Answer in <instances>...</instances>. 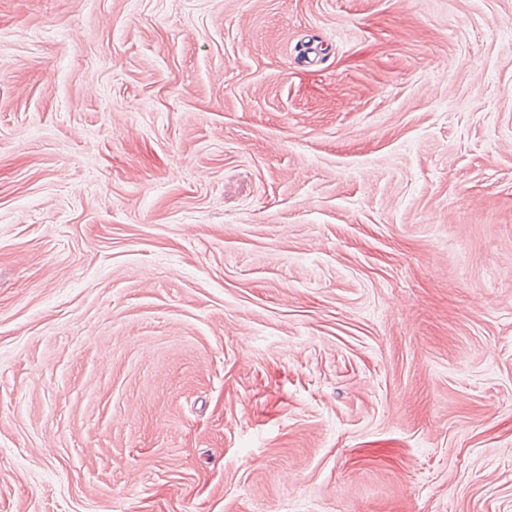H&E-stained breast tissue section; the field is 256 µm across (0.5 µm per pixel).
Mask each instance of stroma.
<instances>
[{"instance_id": "35a3bbf8", "label": "stroma", "mask_w": 512, "mask_h": 512, "mask_svg": "<svg viewBox=\"0 0 512 512\" xmlns=\"http://www.w3.org/2000/svg\"><path fill=\"white\" fill-rule=\"evenodd\" d=\"M0 512H512V0H0Z\"/></svg>"}]
</instances>
